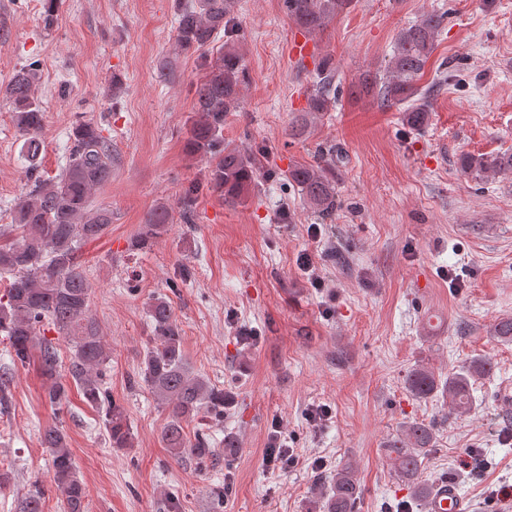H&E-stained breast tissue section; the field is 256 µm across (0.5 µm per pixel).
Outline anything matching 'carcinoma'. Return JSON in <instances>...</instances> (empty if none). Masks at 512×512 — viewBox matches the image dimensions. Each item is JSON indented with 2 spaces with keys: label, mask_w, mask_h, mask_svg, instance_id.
Instances as JSON below:
<instances>
[{
  "label": "carcinoma",
  "mask_w": 512,
  "mask_h": 512,
  "mask_svg": "<svg viewBox=\"0 0 512 512\" xmlns=\"http://www.w3.org/2000/svg\"><path fill=\"white\" fill-rule=\"evenodd\" d=\"M288 16L308 34L323 30L352 0H284ZM234 0H176V42L184 52L200 53L206 72L196 88L195 118L189 127L186 150L208 164V191L219 200L236 203L255 177V158L224 145V116L239 104L243 77L241 57L226 50L212 56L219 32L233 21ZM444 16L428 13L397 36L385 74L366 73L354 94H374L385 107H403V124L420 130L428 124L427 102H417L416 81L423 74L443 29ZM40 76L35 64L20 68L0 94L13 105L14 121L24 138L22 149L28 165V192L15 204L11 223L0 225V335L8 341L12 363L25 366L38 361L40 376L51 403L63 404L68 387L63 383L59 349L40 335L57 333L71 346L69 376L80 387L85 400L104 411V426L114 448H127L131 433L124 407L112 398L104 376L109 361L99 327L89 312V283L78 260L81 247L99 239L112 224V212L92 205V194L112 180V143L97 123L78 119L70 132L72 147L66 166L49 179L38 175L42 143L39 134L45 112L36 96ZM335 73L327 66L317 70L307 96L304 113L295 118L291 135L305 133L311 118L331 111L337 102ZM457 170L474 180L492 175L512 177V152L500 154L462 153ZM288 182L309 203L329 214L336 209L335 171L319 163H296L288 169ZM198 186L186 188L178 205L186 219L193 213ZM164 206L156 209L139 232L135 246L143 248L170 223ZM153 336L139 374L140 380L168 412L163 440L170 456L187 455L199 464L213 461V450L204 435L188 440L184 423L201 413L224 416V390L186 366L182 331L173 319L168 301L155 297L148 305ZM491 363L472 359L442 379L425 368L411 369L407 389L420 399L437 394L448 398L449 412L468 413L473 406L472 381L491 374ZM435 432L422 423L403 426L400 437L388 445L393 467L407 481L414 498L426 500L431 487L423 479V464L433 448ZM40 444L50 450L54 484L61 493L65 512H86L85 488L81 482L63 429L45 428ZM45 491L32 490L19 512H43ZM360 487L351 466L336 471L328 490L319 492L311 508L317 512H357Z\"/></svg>",
  "instance_id": "carcinoma-1"
}]
</instances>
